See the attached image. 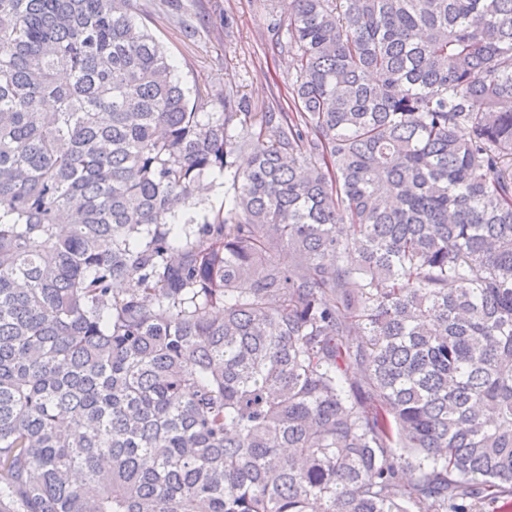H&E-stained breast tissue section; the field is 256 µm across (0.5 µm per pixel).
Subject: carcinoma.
<instances>
[{
    "label": "carcinoma",
    "mask_w": 512,
    "mask_h": 512,
    "mask_svg": "<svg viewBox=\"0 0 512 512\" xmlns=\"http://www.w3.org/2000/svg\"><path fill=\"white\" fill-rule=\"evenodd\" d=\"M286 5L202 122L138 0H0V512L512 496V0ZM203 181L196 197L202 200V203L208 209H219L224 206L225 201L232 197L233 189L231 188V176L229 174L224 176V172L216 173Z\"/></svg>",
    "instance_id": "obj_1"
}]
</instances>
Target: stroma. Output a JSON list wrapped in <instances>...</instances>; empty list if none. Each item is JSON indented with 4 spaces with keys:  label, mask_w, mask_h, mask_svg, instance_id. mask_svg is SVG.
<instances>
[{
    "label": "stroma",
    "mask_w": 512,
    "mask_h": 512,
    "mask_svg": "<svg viewBox=\"0 0 512 512\" xmlns=\"http://www.w3.org/2000/svg\"><path fill=\"white\" fill-rule=\"evenodd\" d=\"M138 20L165 46L175 74L202 92L200 118L221 111L224 91H238L246 111H291L293 59L275 48L273 25L283 0H140Z\"/></svg>",
    "instance_id": "obj_1"
}]
</instances>
